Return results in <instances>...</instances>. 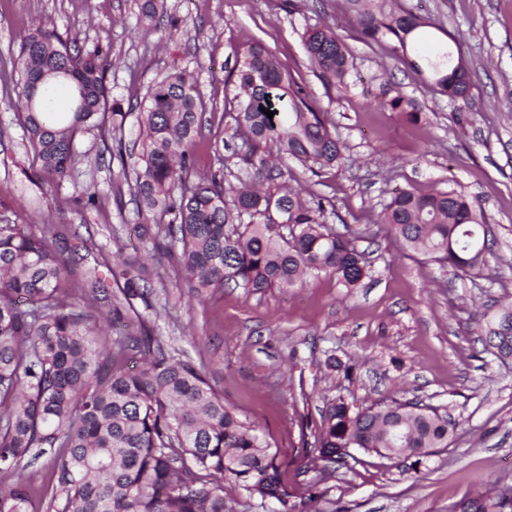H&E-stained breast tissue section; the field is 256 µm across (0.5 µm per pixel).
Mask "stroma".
<instances>
[{
  "label": "stroma",
  "mask_w": 512,
  "mask_h": 512,
  "mask_svg": "<svg viewBox=\"0 0 512 512\" xmlns=\"http://www.w3.org/2000/svg\"><path fill=\"white\" fill-rule=\"evenodd\" d=\"M400 2L428 21L426 48L445 44L464 58L467 98L436 92L392 46L359 40L341 0H166L172 30L143 29L140 0H0V224L69 226L88 242V267L112 263L118 247L138 256L154 273V295L134 303L151 335L206 371L225 404L256 426L293 503L312 512H452L463 498L512 487V358L478 340L490 304L512 303V0ZM39 24L99 56L125 112L121 131L78 135L80 160L63 177L35 160L17 118L15 60ZM326 24L353 56L342 95L316 78L302 41L306 28ZM255 43L306 85L344 144L339 167L299 171L288 183L327 196L329 226L357 232L370 260L358 288L319 274L285 292L226 287L199 301L165 251L137 248L132 186L149 88L173 68L194 72L206 106L194 169L223 173L233 150L216 153L214 143L229 125L232 72ZM386 88L415 102L418 122L379 106ZM397 189H456L479 201L495 236L480 275L400 248L376 221ZM336 399L354 409L416 400L460 426L418 471L360 452L327 475L314 435Z\"/></svg>",
  "instance_id": "stroma-1"
}]
</instances>
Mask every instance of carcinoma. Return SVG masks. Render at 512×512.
Wrapping results in <instances>:
<instances>
[{
	"instance_id": "cac0c4a2",
	"label": "carcinoma",
	"mask_w": 512,
	"mask_h": 512,
	"mask_svg": "<svg viewBox=\"0 0 512 512\" xmlns=\"http://www.w3.org/2000/svg\"><path fill=\"white\" fill-rule=\"evenodd\" d=\"M362 41L399 45L415 74L429 73L447 94L456 91L452 53L420 50L422 16L398 0H346ZM145 28L174 24L165 0H141ZM303 43L315 76L341 91L352 67L342 37L329 26L305 30ZM19 121L34 157L64 174L75 161L76 136L109 130L124 112L110 99L98 55L80 52L77 40L37 31L22 40ZM232 137L235 182L193 178V146L203 127L204 103L197 79L175 68L148 91L144 125L148 144L136 170L144 228L180 269L196 298L234 285L249 293L296 288L313 274H329L355 288L367 274L365 252L355 239L325 221L331 200L305 199L287 186L293 162L312 173L342 159L343 144L324 112L312 109L306 89L262 44H253L236 67ZM384 104L416 122L410 100ZM275 112L268 117L262 109ZM231 201H226V194ZM405 250L464 273L479 274L490 249L482 207L450 189L423 194L403 189L377 217ZM49 225L0 224V475L16 473L36 448L54 456L51 481L55 512H225L224 482L293 512L275 456L224 404L203 371L171 353L147 331L101 337V320H119L146 302L151 274L123 257L117 290L93 271L94 299L110 300L112 315L92 311L82 295L65 291L71 271L50 242ZM485 350L512 357V310L491 317L481 331ZM459 423L414 400L372 404L353 412L329 403L314 448H407L417 470L424 448H446ZM33 493L18 479L0 493V512H28ZM459 512H512V489L456 504Z\"/></svg>"
}]
</instances>
